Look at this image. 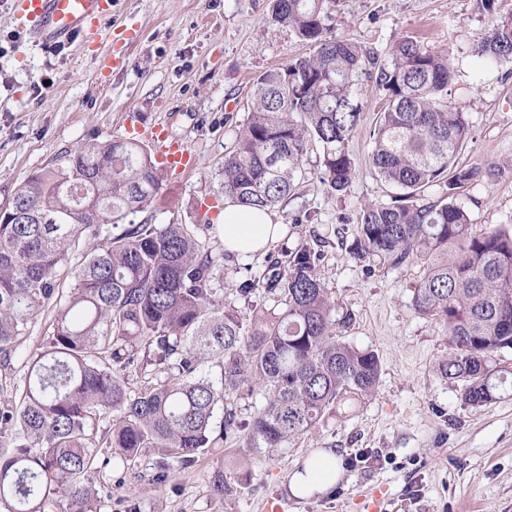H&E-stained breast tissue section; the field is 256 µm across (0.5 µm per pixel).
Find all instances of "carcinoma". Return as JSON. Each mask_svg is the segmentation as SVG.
<instances>
[{
  "instance_id": "carcinoma-1",
  "label": "carcinoma",
  "mask_w": 512,
  "mask_h": 512,
  "mask_svg": "<svg viewBox=\"0 0 512 512\" xmlns=\"http://www.w3.org/2000/svg\"><path fill=\"white\" fill-rule=\"evenodd\" d=\"M334 2L272 0L274 21L309 52L253 83V110L224 155V196L242 206L272 211L288 200L311 139L322 147V183L345 192L352 182L348 143L360 124L367 56L333 34ZM477 54L512 63V15L493 24ZM391 56L375 74L385 104L370 163L401 197L362 210L354 254L394 266L423 261L412 300L448 335L438 371L457 382L462 403L480 406L512 388V368L496 359L512 349V229L478 231L446 202L478 176L459 165L469 124L448 104V56L411 37ZM164 175L141 142L92 141L31 175L0 214V363L34 313L56 308L53 330L29 356L18 403L0 408V424L15 426L0 442L10 448L0 452L5 512H101L90 480L98 449H112L127 469L155 448L166 478L172 465H191L239 434L236 402L256 384L265 403L245 423L248 448H279L376 390L378 355L337 336L353 317L317 276L319 245L302 240L285 250V270L270 266L241 282V296L263 297L246 317L215 299L224 242H202L174 218L128 220L152 204ZM434 185L444 198L424 201ZM81 242L88 251L70 267ZM65 272L73 287L63 299L57 283ZM131 369L147 376L135 395ZM239 485L220 465L210 491L222 499Z\"/></svg>"
}]
</instances>
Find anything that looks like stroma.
I'll use <instances>...</instances> for the list:
<instances>
[{
	"label": "stroma",
	"instance_id": "stroma-1",
	"mask_svg": "<svg viewBox=\"0 0 512 512\" xmlns=\"http://www.w3.org/2000/svg\"><path fill=\"white\" fill-rule=\"evenodd\" d=\"M509 14L512 0H498L492 16L477 0H336L333 9L335 35L356 42L377 63L389 62L392 46L406 36L447 53L454 71L448 102L470 126L459 162L481 170L453 201L480 229L512 228V64H491L476 52L496 16ZM111 24L138 33L125 55L95 40L44 51L17 36L10 0H0V207L30 175L60 165L89 141L126 137L134 122L147 144L160 124L188 141L198 164L180 179H164L156 201L134 219L176 218L209 240L224 211L200 203L224 200V155L252 110L255 78L308 48L272 20L270 0H116ZM360 90L349 189L336 193L321 183V148L310 143L294 189L273 212L286 240L256 255H227L217 285L225 306L247 310L236 291L240 281L283 260L286 244L323 241L318 275L353 315L341 336L381 360L374 395L330 412L274 450L250 451L245 437L229 439L223 458L200 456L163 482L154 479L156 449H143L133 466L142 479L132 491L122 467L112 464L111 449H100L91 479L101 491V512H125L130 495L141 512H266L272 504L285 505V512H363L361 500L372 497L380 512H512V395L463 405L457 385L436 371L448 350L445 331L413 307L421 261L412 257L395 267L350 251L363 208L397 194L369 162L384 93L366 77ZM54 315L48 307L34 314L10 364L0 365V406L17 401L26 361L51 331ZM325 448L343 452L341 479L325 493L293 496L294 473ZM220 464L245 474L241 489L221 500L210 492Z\"/></svg>",
	"mask_w": 512,
	"mask_h": 512
}]
</instances>
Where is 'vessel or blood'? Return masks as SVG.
<instances>
[{
    "instance_id": "1",
    "label": "vessel or blood",
    "mask_w": 512,
    "mask_h": 512,
    "mask_svg": "<svg viewBox=\"0 0 512 512\" xmlns=\"http://www.w3.org/2000/svg\"><path fill=\"white\" fill-rule=\"evenodd\" d=\"M115 0H12L17 30L45 50L69 45L77 38L111 35L107 23ZM154 149L169 173L193 170L197 157L189 144L171 137L163 127L151 130Z\"/></svg>"
}]
</instances>
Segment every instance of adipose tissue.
Here are the masks:
<instances>
[{"instance_id": "adipose-tissue-1", "label": "adipose tissue", "mask_w": 512, "mask_h": 512, "mask_svg": "<svg viewBox=\"0 0 512 512\" xmlns=\"http://www.w3.org/2000/svg\"><path fill=\"white\" fill-rule=\"evenodd\" d=\"M282 230L270 212L246 209L225 200L222 231L225 251L239 255L265 251L278 240ZM341 473V456L328 448L308 459L302 470L293 475L290 490L298 497L319 493L334 484Z\"/></svg>"}]
</instances>
